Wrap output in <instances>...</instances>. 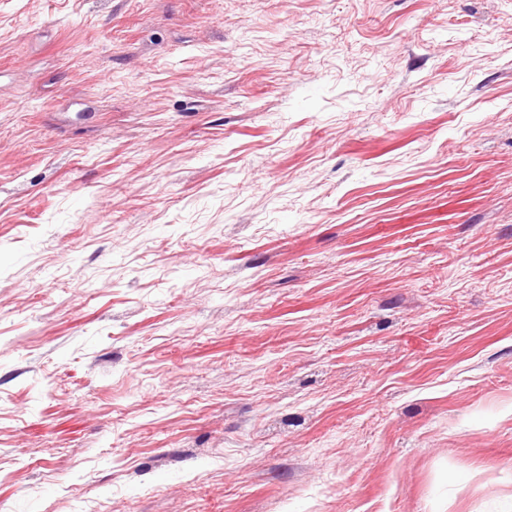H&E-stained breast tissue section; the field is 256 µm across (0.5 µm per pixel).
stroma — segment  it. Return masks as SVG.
<instances>
[{
	"label": "stroma",
	"instance_id": "35a3bbf8",
	"mask_svg": "<svg viewBox=\"0 0 512 512\" xmlns=\"http://www.w3.org/2000/svg\"><path fill=\"white\" fill-rule=\"evenodd\" d=\"M0 512H512V0H0Z\"/></svg>",
	"mask_w": 512,
	"mask_h": 512
}]
</instances>
